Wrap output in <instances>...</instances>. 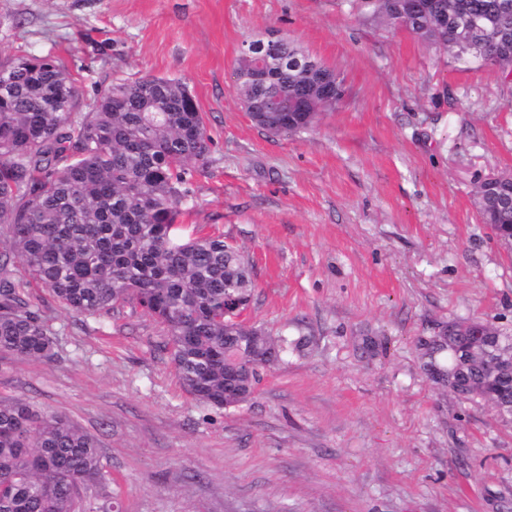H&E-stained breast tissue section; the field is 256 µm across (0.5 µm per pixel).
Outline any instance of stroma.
Returning <instances> with one entry per match:
<instances>
[{"label": "stroma", "mask_w": 512, "mask_h": 512, "mask_svg": "<svg viewBox=\"0 0 512 512\" xmlns=\"http://www.w3.org/2000/svg\"><path fill=\"white\" fill-rule=\"evenodd\" d=\"M273 33L341 74L311 128L250 119L233 68ZM59 56L84 100L120 79L182 81L211 138L186 234L250 262L248 324L302 341L224 409L182 387L132 306L76 316L30 291L52 361L0 354V397L100 445L87 492L120 512H512V421L422 374L415 339L452 322L512 333V251L475 207L512 173V76L379 23L360 0H0V55ZM380 343L362 353L364 337Z\"/></svg>", "instance_id": "1"}]
</instances>
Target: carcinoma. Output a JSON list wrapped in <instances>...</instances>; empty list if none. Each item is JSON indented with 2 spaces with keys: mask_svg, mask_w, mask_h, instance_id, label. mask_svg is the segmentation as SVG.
<instances>
[{
  "mask_svg": "<svg viewBox=\"0 0 512 512\" xmlns=\"http://www.w3.org/2000/svg\"><path fill=\"white\" fill-rule=\"evenodd\" d=\"M428 0H364L372 16L395 25L410 6L406 27L420 40L454 51L457 23L466 14L495 21L474 40L475 60L512 71V12L503 0H438L448 32L424 12ZM269 59L268 79L247 78L254 58L243 52L234 69L241 100L275 110L279 134L314 124L331 108L323 81L336 71L283 39ZM209 152L204 118L187 86L146 76L109 84L84 103L65 63L54 56L0 57V352L50 360L52 332L24 298L47 289L67 311L112 315L134 304L166 331L184 389L214 407L230 408L254 395L259 370L279 361L283 344L261 330L224 320V303L248 309L253 292L244 252L221 236L183 234L179 205ZM512 195L483 198L478 211L498 238L512 237ZM21 257L24 273L9 269ZM447 325L420 336L422 370L436 386L467 400L498 402L512 391V374L496 375L463 349L486 326L456 335ZM103 478L97 439L58 413L21 400L0 399V512H114L86 508L83 491Z\"/></svg>",
  "mask_w": 512,
  "mask_h": 512,
  "instance_id": "1",
  "label": "carcinoma"
}]
</instances>
